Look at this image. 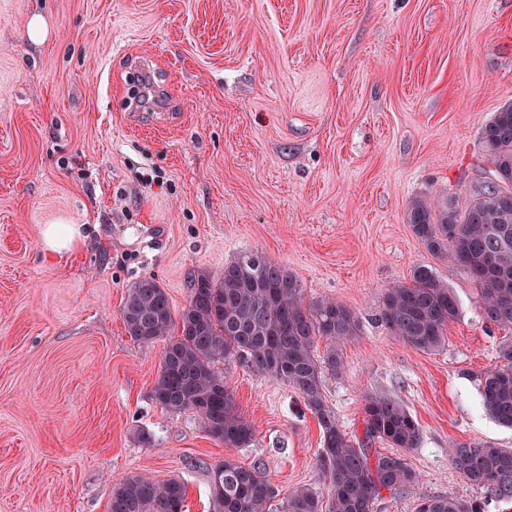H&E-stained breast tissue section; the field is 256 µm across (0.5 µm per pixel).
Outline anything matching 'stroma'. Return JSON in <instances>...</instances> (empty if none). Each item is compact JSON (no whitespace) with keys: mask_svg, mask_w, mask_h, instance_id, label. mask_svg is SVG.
<instances>
[{"mask_svg":"<svg viewBox=\"0 0 512 512\" xmlns=\"http://www.w3.org/2000/svg\"><path fill=\"white\" fill-rule=\"evenodd\" d=\"M50 39L32 43L30 16ZM151 63L164 118L129 112V78ZM512 102V0H0V512H109L131 474L179 478L184 512H211L210 471L261 462L279 496L327 491L320 431L300 393L220 366L254 440L214 441L194 413L153 398L163 344L132 341L121 308L145 277L174 311L189 275L258 251L305 300L350 309L325 398L349 434L371 395L422 430L410 491L479 498L448 464L462 441L512 448L483 412L477 376L498 362L461 267L432 255L410 202L466 204L491 179L480 141ZM81 225L77 253L47 255L44 225ZM433 268L459 301L447 345L422 352L376 321L385 289Z\"/></svg>","mask_w":512,"mask_h":512,"instance_id":"35a3bbf8","label":"stroma"}]
</instances>
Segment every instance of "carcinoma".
I'll use <instances>...</instances> for the list:
<instances>
[{"instance_id":"obj_1","label":"carcinoma","mask_w":512,"mask_h":512,"mask_svg":"<svg viewBox=\"0 0 512 512\" xmlns=\"http://www.w3.org/2000/svg\"><path fill=\"white\" fill-rule=\"evenodd\" d=\"M495 179L474 187L461 208L453 196L417 198L407 211L415 236L434 255L470 275L489 329L510 334L499 343L503 366L479 374L481 402L499 425L512 428V104L494 113L481 132ZM191 298L175 314L167 292L145 277L128 289L121 318L131 340L164 341L155 401L171 412L190 411L208 435L231 448H246L251 424L237 410L215 365L241 363L298 390L318 421L317 463L328 478V495L301 487L273 507L274 486L259 463L233 458L210 473L212 512H372L383 489L406 491L419 484L405 453L421 444L420 424L398 400L366 398L362 437H350L327 403L326 374L343 369L344 343L358 335L357 317L345 306L321 299L305 302L299 281L259 254L224 265L216 279L199 271L190 279ZM458 300L427 266L413 269L406 283L386 288L377 322L405 344L433 352L448 341ZM325 342L322 355L317 343ZM382 443L389 452H375ZM448 463L486 497H420L416 512H485L486 499L512 506V448L490 442H458ZM186 488L177 478L126 476L112 485L110 512H183Z\"/></svg>"}]
</instances>
